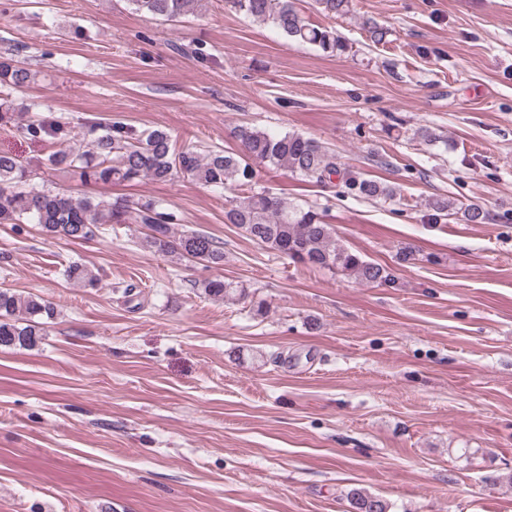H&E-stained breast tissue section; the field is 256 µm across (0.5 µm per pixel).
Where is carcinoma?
<instances>
[{"label":"carcinoma","mask_w":512,"mask_h":512,"mask_svg":"<svg viewBox=\"0 0 512 512\" xmlns=\"http://www.w3.org/2000/svg\"><path fill=\"white\" fill-rule=\"evenodd\" d=\"M135 10L175 21L194 8L196 0H130ZM236 12L269 23L290 40L317 47L334 56L347 49L336 30L306 21L293 0H225ZM320 12L344 17L351 0H315ZM364 29L374 43H383L389 29L368 19ZM32 71L8 54L0 53V125L15 121L17 107L12 93L30 84ZM33 137L54 139L69 136L59 120L36 119L26 125ZM83 136L86 149L61 148L46 158L24 161L0 154V224H35L51 239L89 240L99 224H139L147 230L146 242L155 252L177 255L224 266V248L209 235L178 229V216L155 199L131 200L78 194L70 189L51 190L33 183L37 171L60 170L82 186L125 185L144 179L166 182L181 172L197 183L222 193L249 189L232 199L224 220L255 243L294 262L354 278L365 284L386 283L391 274L381 265L363 259L336 240L334 228L313 208L292 204L266 188L256 189V166L285 167L302 180L323 184L341 175L336 154L317 141L296 133L271 135L249 125H238L233 136L243 153L220 147L176 149L169 133L161 129L139 131L121 121L90 123ZM350 194L367 200H390L396 188L376 180L343 176ZM434 216L452 217L467 224H484L490 213L478 204L457 205L445 196L429 200ZM66 276L83 287H94L99 277L82 265H71ZM197 287L213 298L233 300L246 290L230 281L205 280ZM54 307L42 298L12 288H0V347L32 348L43 336L38 319L52 317ZM355 512H389L388 502L378 496L352 491Z\"/></svg>","instance_id":"obj_1"}]
</instances>
